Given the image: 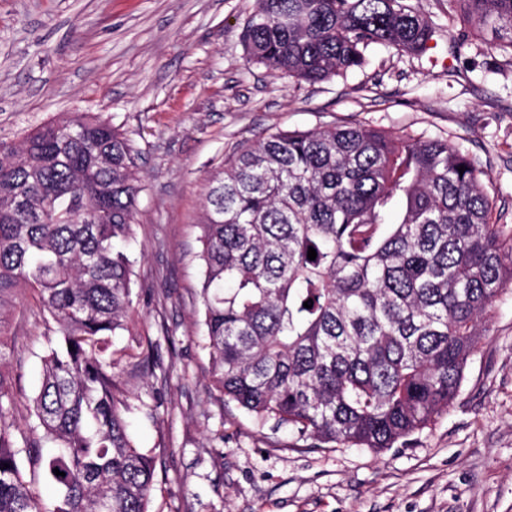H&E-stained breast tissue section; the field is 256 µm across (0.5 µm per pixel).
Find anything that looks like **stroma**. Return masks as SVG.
Wrapping results in <instances>:
<instances>
[{
	"instance_id": "stroma-1",
	"label": "stroma",
	"mask_w": 512,
	"mask_h": 512,
	"mask_svg": "<svg viewBox=\"0 0 512 512\" xmlns=\"http://www.w3.org/2000/svg\"><path fill=\"white\" fill-rule=\"evenodd\" d=\"M439 29L423 52L301 84L250 62L256 0H0V141L71 112L126 133L142 191L121 378L136 445L156 459L150 512H512V296L491 311L447 414L404 443L321 448L219 407L199 297L208 180L279 130L360 123L447 140L476 158L494 216L512 224V54L448 43L446 0H408ZM49 316L20 292L7 330L11 417L41 381Z\"/></svg>"
}]
</instances>
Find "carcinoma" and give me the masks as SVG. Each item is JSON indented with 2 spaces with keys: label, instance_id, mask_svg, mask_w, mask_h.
Listing matches in <instances>:
<instances>
[{
  "label": "carcinoma",
  "instance_id": "obj_1",
  "mask_svg": "<svg viewBox=\"0 0 512 512\" xmlns=\"http://www.w3.org/2000/svg\"><path fill=\"white\" fill-rule=\"evenodd\" d=\"M456 17L512 51V0H448ZM437 33L405 0H258L244 43L255 63L315 84L363 66L373 45L423 51ZM448 42L460 56L470 39L451 25ZM481 176L446 140L362 124L238 150L200 224L218 401L299 440L375 451L448 411L488 312L512 294V225L492 221ZM140 192L129 139L97 115L0 141V512H149L155 459L128 432L136 405L112 352L134 311ZM27 289L54 326L20 426L6 420L4 332Z\"/></svg>",
  "mask_w": 512,
  "mask_h": 512
}]
</instances>
